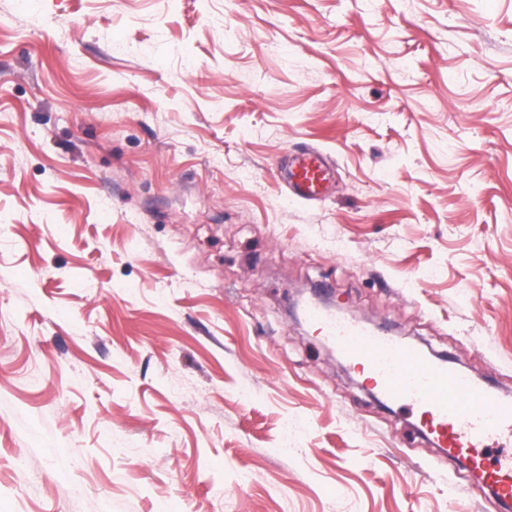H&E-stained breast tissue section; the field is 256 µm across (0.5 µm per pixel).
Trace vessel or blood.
<instances>
[{
	"instance_id": "b4317fda",
	"label": "vessel or blood",
	"mask_w": 512,
	"mask_h": 512,
	"mask_svg": "<svg viewBox=\"0 0 512 512\" xmlns=\"http://www.w3.org/2000/svg\"><path fill=\"white\" fill-rule=\"evenodd\" d=\"M329 156L315 147L285 156L279 174L289 194L321 200L333 176ZM305 319L390 403L415 414L431 443L466 464L501 499H512V398L477 383L452 362L435 359L364 323L306 307Z\"/></svg>"
}]
</instances>
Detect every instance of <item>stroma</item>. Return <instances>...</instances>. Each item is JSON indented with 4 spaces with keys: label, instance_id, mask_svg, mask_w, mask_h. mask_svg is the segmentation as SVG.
Returning <instances> with one entry per match:
<instances>
[{
    "label": "stroma",
    "instance_id": "35a3bbf8",
    "mask_svg": "<svg viewBox=\"0 0 512 512\" xmlns=\"http://www.w3.org/2000/svg\"><path fill=\"white\" fill-rule=\"evenodd\" d=\"M320 287L512 394V0H0V512H512ZM334 165L317 147L286 155L279 164V174L289 194L304 202L321 200L333 177Z\"/></svg>",
    "mask_w": 512,
    "mask_h": 512
}]
</instances>
